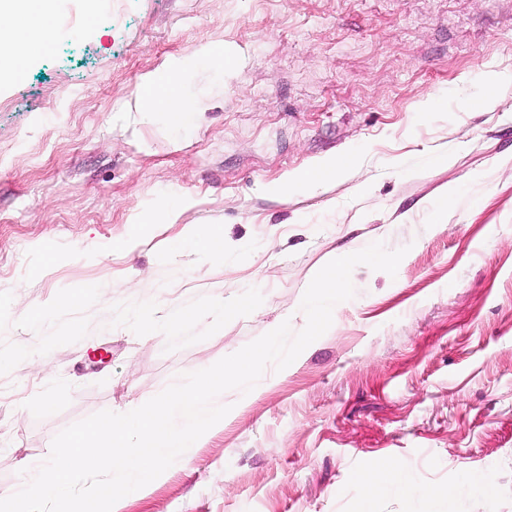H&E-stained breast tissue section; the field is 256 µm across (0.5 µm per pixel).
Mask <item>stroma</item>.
<instances>
[{
  "label": "stroma",
  "mask_w": 512,
  "mask_h": 512,
  "mask_svg": "<svg viewBox=\"0 0 512 512\" xmlns=\"http://www.w3.org/2000/svg\"><path fill=\"white\" fill-rule=\"evenodd\" d=\"M0 83V492L67 426L149 399L282 322L327 255L406 248L288 369L115 512H512V0H55ZM223 47V56L210 55ZM201 110L132 112L170 62ZM347 155L315 188L297 175ZM184 203L154 216L172 196ZM449 205H442L443 196ZM223 230V257L188 229ZM260 299L218 321L180 308ZM66 294L82 296L61 305ZM153 303L149 343L128 314ZM493 470L488 500L472 473ZM379 476L375 481L371 476L362 474L359 480L368 486L369 491L362 499L359 512H372V501L374 496L389 484H404L401 470L394 462H383L377 469Z\"/></svg>",
  "instance_id": "35a3bbf8"
}]
</instances>
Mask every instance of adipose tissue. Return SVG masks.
I'll return each instance as SVG.
<instances>
[{
  "mask_svg": "<svg viewBox=\"0 0 512 512\" xmlns=\"http://www.w3.org/2000/svg\"><path fill=\"white\" fill-rule=\"evenodd\" d=\"M50 0H0V39L9 50L0 52V70L15 65L18 53L45 49L49 43ZM150 111L167 113L180 119L192 111L193 102L183 95L179 82L173 79L149 77L143 81L139 97Z\"/></svg>",
  "mask_w": 512,
  "mask_h": 512,
  "instance_id": "ef3b65f1",
  "label": "adipose tissue"
}]
</instances>
